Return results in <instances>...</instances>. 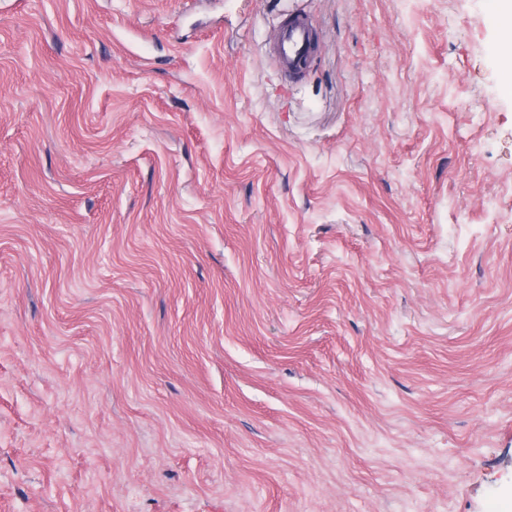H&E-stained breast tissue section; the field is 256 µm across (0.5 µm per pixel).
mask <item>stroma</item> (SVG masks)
<instances>
[{"mask_svg":"<svg viewBox=\"0 0 512 512\" xmlns=\"http://www.w3.org/2000/svg\"><path fill=\"white\" fill-rule=\"evenodd\" d=\"M508 38L489 0H0V512L512 506ZM313 26L308 18L297 15L280 33L272 48V57L285 71H298V63L308 57Z\"/></svg>","mask_w":512,"mask_h":512,"instance_id":"35a3bbf8","label":"stroma"}]
</instances>
